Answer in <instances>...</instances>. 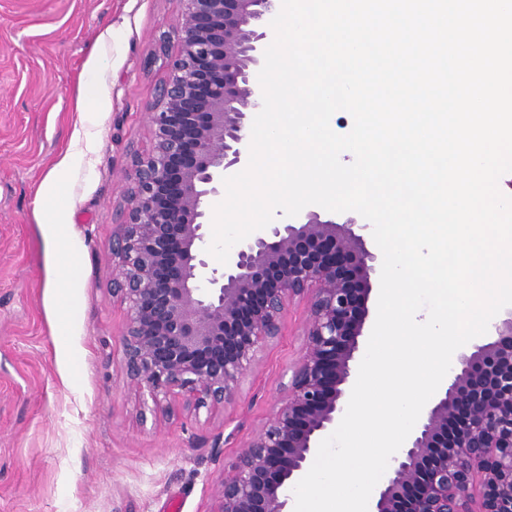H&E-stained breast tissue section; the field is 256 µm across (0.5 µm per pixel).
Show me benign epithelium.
I'll use <instances>...</instances> for the list:
<instances>
[{"mask_svg":"<svg viewBox=\"0 0 512 512\" xmlns=\"http://www.w3.org/2000/svg\"><path fill=\"white\" fill-rule=\"evenodd\" d=\"M276 0H180L154 53L168 74L146 114L151 146L131 159L112 246V295L128 306L126 376L151 414L232 405L305 303L299 359L268 421L224 468L213 512H288L290 491L344 415L369 316L376 256L349 218L311 211L236 244L222 270L205 250L206 202L249 156L263 100L252 67ZM495 339L456 356L445 386L393 455L369 512H512V309Z\"/></svg>","mask_w":512,"mask_h":512,"instance_id":"obj_1","label":"benign epithelium"}]
</instances>
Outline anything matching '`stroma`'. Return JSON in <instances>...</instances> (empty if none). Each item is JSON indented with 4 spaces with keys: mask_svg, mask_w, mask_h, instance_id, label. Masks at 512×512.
<instances>
[{
    "mask_svg": "<svg viewBox=\"0 0 512 512\" xmlns=\"http://www.w3.org/2000/svg\"><path fill=\"white\" fill-rule=\"evenodd\" d=\"M178 0H0V512H213L224 467L269 419L300 355L304 303L232 406L141 418L119 343L112 240L145 114L166 76L152 53ZM98 85L101 111L77 109ZM68 161L66 299L39 216Z\"/></svg>",
    "mask_w": 512,
    "mask_h": 512,
    "instance_id": "stroma-1",
    "label": "stroma"
}]
</instances>
